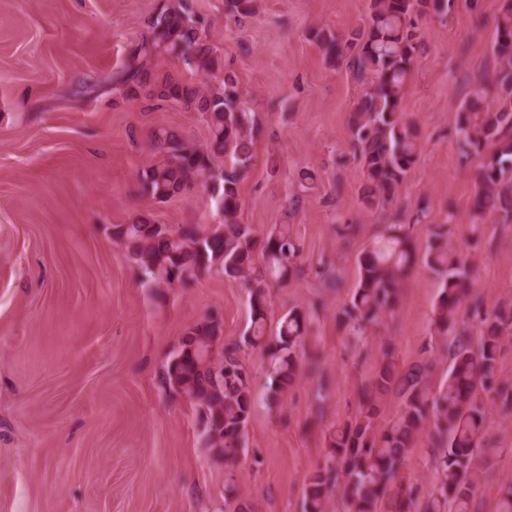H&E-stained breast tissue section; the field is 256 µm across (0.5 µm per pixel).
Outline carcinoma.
<instances>
[{"label":"carcinoma","mask_w":512,"mask_h":512,"mask_svg":"<svg viewBox=\"0 0 512 512\" xmlns=\"http://www.w3.org/2000/svg\"><path fill=\"white\" fill-rule=\"evenodd\" d=\"M225 5L236 19L256 10L255 0H225ZM452 7V0H370L363 27L344 37L325 28L313 32L329 64L344 65L358 79L370 80L369 90L347 115L364 176L360 201L367 212L393 203L419 159L418 129L400 112V104L422 48L419 21L431 15L442 18ZM149 26L151 35L97 87L121 98L181 104L202 114L210 134L205 146L190 144L166 128L151 133L153 147L165 161L143 169L139 183L143 194L159 202L200 186L209 193L220 220L168 226L140 215L131 224L112 226V237L124 244L141 283L152 288H186L188 279L211 271L243 283L250 307L245 342L267 352V399L276 406L301 375L300 354L313 316L293 307L278 321L275 335H268L269 289L274 282L287 286L301 272V244L287 224L257 235L240 222L239 185L252 166L261 128L239 100L234 71L201 38V24L186 0H169ZM495 32L493 77L475 84L454 117L461 157L467 163L480 159L470 207L474 247L480 226L490 217L512 222V0H505ZM163 54L177 56L197 74L224 73L222 87L209 92L178 74L156 73L155 60ZM491 88L493 107L486 104ZM221 155L224 167L218 169L213 159ZM413 210L412 222L387 225L381 240L360 252L358 283L337 309L336 319L354 330L378 323L398 305L405 281L422 263L439 279L433 323L435 335L448 338V375L431 391V362L401 368L394 344L386 342L382 359L361 388L357 415L329 433L324 463L304 480L305 512H327L334 493L351 512H408L416 492L398 477L429 421L439 480L422 512H470L478 483L475 459L496 452L484 444L490 407L512 410V384L497 375L502 341L512 336V305L487 311L472 299L476 268L469 254L448 241L447 226L427 228L425 249L419 250L414 223L425 218L426 201ZM464 308L482 324L476 340L455 334ZM222 333L223 321L213 314L189 327L171 354L165 382L195 406L205 445L232 468L245 454L254 398L251 375L236 347L212 355ZM392 395L400 398V409L378 430L375 422Z\"/></svg>","instance_id":"carcinoma-1"}]
</instances>
